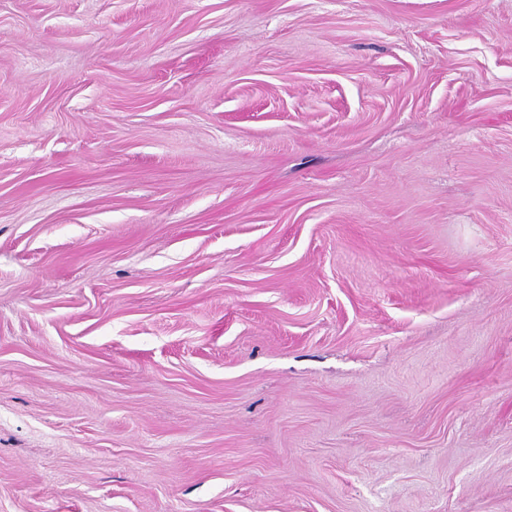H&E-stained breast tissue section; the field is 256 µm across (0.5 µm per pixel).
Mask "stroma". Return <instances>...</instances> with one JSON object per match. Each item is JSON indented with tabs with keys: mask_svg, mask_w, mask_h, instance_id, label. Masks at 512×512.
<instances>
[{
	"mask_svg": "<svg viewBox=\"0 0 512 512\" xmlns=\"http://www.w3.org/2000/svg\"><path fill=\"white\" fill-rule=\"evenodd\" d=\"M0 512H512V0H0Z\"/></svg>",
	"mask_w": 512,
	"mask_h": 512,
	"instance_id": "stroma-1",
	"label": "stroma"
}]
</instances>
